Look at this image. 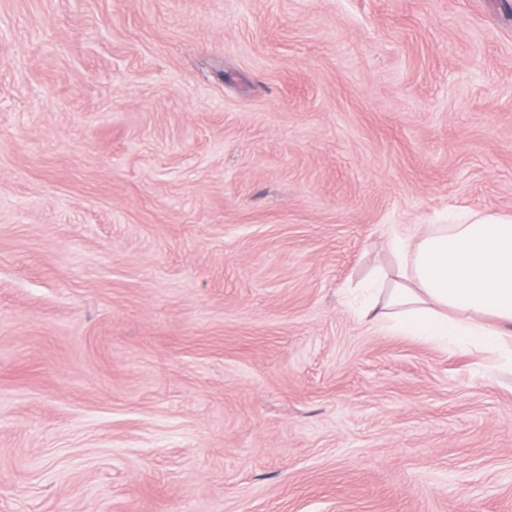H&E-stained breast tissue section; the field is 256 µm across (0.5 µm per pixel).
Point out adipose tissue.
<instances>
[{
	"instance_id": "adipose-tissue-1",
	"label": "adipose tissue",
	"mask_w": 512,
	"mask_h": 512,
	"mask_svg": "<svg viewBox=\"0 0 512 512\" xmlns=\"http://www.w3.org/2000/svg\"><path fill=\"white\" fill-rule=\"evenodd\" d=\"M398 278L367 284L364 315L404 336L512 359V215L419 225L394 236Z\"/></svg>"
}]
</instances>
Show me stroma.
I'll use <instances>...</instances> for the list:
<instances>
[{
    "instance_id": "obj_1",
    "label": "stroma",
    "mask_w": 512,
    "mask_h": 512,
    "mask_svg": "<svg viewBox=\"0 0 512 512\" xmlns=\"http://www.w3.org/2000/svg\"><path fill=\"white\" fill-rule=\"evenodd\" d=\"M512 214V0H0V512H512V370L361 320Z\"/></svg>"
}]
</instances>
